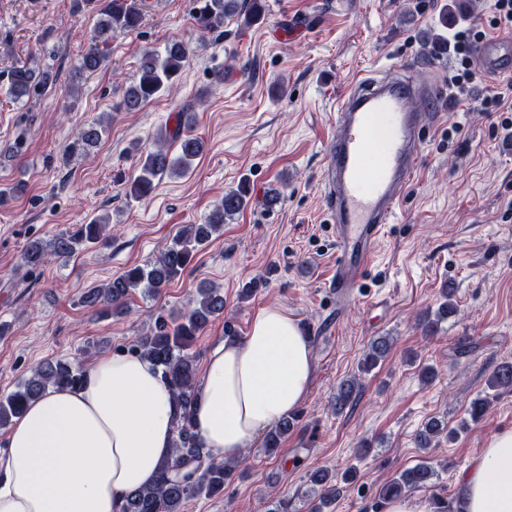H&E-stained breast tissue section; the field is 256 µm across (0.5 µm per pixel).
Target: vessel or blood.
<instances>
[{"label":"vessel or blood","mask_w":512,"mask_h":512,"mask_svg":"<svg viewBox=\"0 0 512 512\" xmlns=\"http://www.w3.org/2000/svg\"><path fill=\"white\" fill-rule=\"evenodd\" d=\"M473 61L486 75L512 74V44L484 38ZM439 96L398 67L359 73L336 102L321 185L336 241L337 302L354 298L365 282L376 243L415 176L424 135L441 120Z\"/></svg>","instance_id":"vessel-or-blood-1"}]
</instances>
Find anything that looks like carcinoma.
I'll return each instance as SVG.
<instances>
[{"instance_id":"1","label":"carcinoma","mask_w":512,"mask_h":512,"mask_svg":"<svg viewBox=\"0 0 512 512\" xmlns=\"http://www.w3.org/2000/svg\"><path fill=\"white\" fill-rule=\"evenodd\" d=\"M193 18L199 36L204 37L224 28V19L237 17L240 24L251 27L264 17L262 0H194ZM99 20L93 30L80 69L95 72L108 63V45L112 33L134 32L145 20L143 0H100L96 4ZM188 60V47L182 41L167 44L164 51L145 50L139 61L140 76L130 85L117 104L125 112H136L160 93L172 88ZM58 74L49 66L18 64L8 73V93L15 99L40 96L57 82ZM190 124L183 113L176 115L175 127L157 132L153 147L139 161L138 174L127 184L126 194L142 199L151 194L156 178L164 173L183 177L192 171L193 161L202 153L203 142L189 134ZM103 127L90 125L68 144L67 152L81 154L100 142ZM178 147V154H169V144ZM248 203L247 191L240 187L224 195L220 204L199 224H187L175 235L159 258L143 266L136 265L113 278L107 284L90 288L82 303L102 314L121 313L127 297L136 289L143 288L157 294L170 282L179 278L187 269L199 247L205 245L223 228L224 219L242 211ZM104 216H96L85 224H78L58 234L50 246L39 239L30 241L21 255L23 265L36 268L45 263L48 251L56 254L75 252L77 247L99 241ZM444 301L436 311V319L425 317L424 328L431 332L439 319L456 312L450 292L442 291ZM224 313V296L207 281L198 283L186 311L169 317L159 316L150 331L135 337L131 352L149 359L172 386L180 413L175 425V453L173 460L162 469L156 481L134 490L126 501L124 512H182L183 505L202 494L213 496L224 491L242 460L217 461L204 448L193 430L191 410L198 389L197 373L193 356L189 353L196 337L210 320ZM391 343L379 337L370 344L361 364L366 373L385 359ZM83 376L82 366L68 361L46 363L31 371L18 388L0 398V429L19 418L27 404L49 388H75ZM359 387L358 378L341 382L331 402L332 409L340 414L353 404ZM489 387L494 390H512V364L504 363L491 374ZM300 416L294 414L279 421L270 431L264 446L268 450L280 447L288 433L294 431ZM453 431L448 423L436 418L429 420L417 435L419 447L427 449L448 440ZM436 475L434 468L422 463L403 471L378 492V502L384 504L408 491L425 487ZM310 481L324 487V492L314 500L309 512H324L341 495L342 487L336 483V475L327 469H318L310 475Z\"/></svg>"}]
</instances>
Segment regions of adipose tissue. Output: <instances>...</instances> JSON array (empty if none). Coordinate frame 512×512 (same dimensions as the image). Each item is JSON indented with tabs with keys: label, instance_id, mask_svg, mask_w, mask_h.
Returning <instances> with one entry per match:
<instances>
[{
	"label": "adipose tissue",
	"instance_id": "obj_1",
	"mask_svg": "<svg viewBox=\"0 0 512 512\" xmlns=\"http://www.w3.org/2000/svg\"><path fill=\"white\" fill-rule=\"evenodd\" d=\"M311 341L295 318L267 307L248 335L207 355L192 410L218 460L239 458L304 400ZM179 409L152 362L104 353L76 389L33 400L0 449V512H123L174 455ZM451 512H512V430L495 433L455 482Z\"/></svg>",
	"mask_w": 512,
	"mask_h": 512
}]
</instances>
